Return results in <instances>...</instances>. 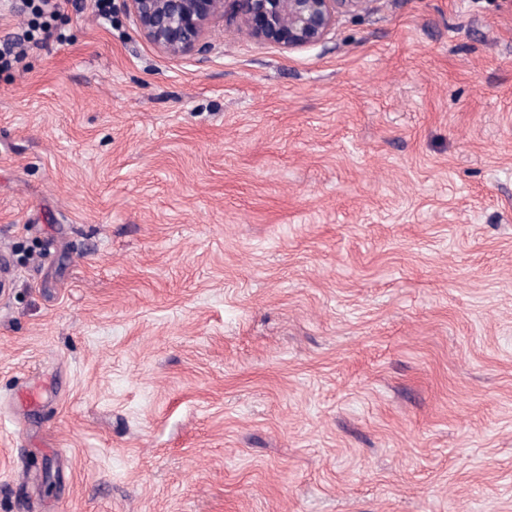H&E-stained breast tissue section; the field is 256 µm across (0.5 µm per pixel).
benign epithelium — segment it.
I'll return each instance as SVG.
<instances>
[{
  "label": "benign epithelium",
  "mask_w": 512,
  "mask_h": 512,
  "mask_svg": "<svg viewBox=\"0 0 512 512\" xmlns=\"http://www.w3.org/2000/svg\"><path fill=\"white\" fill-rule=\"evenodd\" d=\"M141 35L179 57L207 50L204 34L225 10L255 38L289 50L323 43L343 13L367 10L371 0H122Z\"/></svg>",
  "instance_id": "benign-epithelium-1"
}]
</instances>
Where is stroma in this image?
Wrapping results in <instances>:
<instances>
[{"label": "stroma", "mask_w": 512, "mask_h": 512, "mask_svg": "<svg viewBox=\"0 0 512 512\" xmlns=\"http://www.w3.org/2000/svg\"><path fill=\"white\" fill-rule=\"evenodd\" d=\"M0 70V512H512V0Z\"/></svg>", "instance_id": "35a3bbf8"}]
</instances>
